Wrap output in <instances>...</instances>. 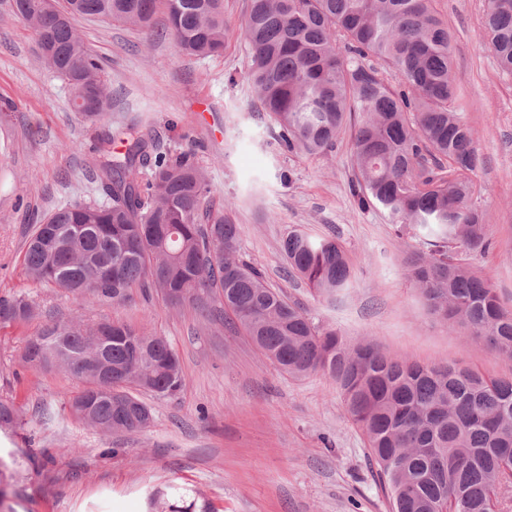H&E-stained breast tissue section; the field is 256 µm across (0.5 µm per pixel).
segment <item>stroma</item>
Segmentation results:
<instances>
[{"label": "stroma", "mask_w": 512, "mask_h": 512, "mask_svg": "<svg viewBox=\"0 0 512 512\" xmlns=\"http://www.w3.org/2000/svg\"><path fill=\"white\" fill-rule=\"evenodd\" d=\"M0 0V294L26 293L36 305L21 328L0 329V398L13 399L22 424L0 432V454L25 462L9 480L14 512H147L149 492L171 485L198 491L215 512H391L335 382L317 373L294 379L224 320L222 303L205 319L156 292L133 289L120 306L78 300L29 280L22 265L36 220L55 207L98 198L88 178L103 130L72 111L67 83L44 68L32 31ZM247 0H224L234 30L222 53L180 54L167 40L144 49L139 32L81 21L112 95L111 125L140 119L173 153L194 151L215 199L230 203L241 254L267 283L298 302L315 325L352 342L423 365L456 364L494 375L512 360L436 319L408 278L416 240L397 238L384 213L359 208L349 132L326 155L288 152L245 79L238 29ZM454 34L453 74L479 166L471 203L490 216L494 247L470 267L512 307V75L486 44V0H434ZM337 237L352 268L350 288L326 301L288 274L281 241L292 228ZM121 320L166 337L177 351L182 387L145 394L152 425L104 435L70 413L81 388L69 374L23 365L28 334L58 321Z\"/></svg>", "instance_id": "stroma-1"}]
</instances>
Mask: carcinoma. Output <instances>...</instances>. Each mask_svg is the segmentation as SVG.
Wrapping results in <instances>:
<instances>
[{
    "instance_id": "cac0c4a2",
    "label": "carcinoma",
    "mask_w": 512,
    "mask_h": 512,
    "mask_svg": "<svg viewBox=\"0 0 512 512\" xmlns=\"http://www.w3.org/2000/svg\"><path fill=\"white\" fill-rule=\"evenodd\" d=\"M41 49L43 64L69 87L82 121L108 120L110 93L99 59L77 27L99 18L139 29L145 42L170 39L178 52L206 58L231 30L224 0H10ZM485 37L512 74V8L489 3ZM242 33L249 82L290 153L321 155L353 128L352 190L362 208L381 209L397 237L419 240L408 276L432 314L512 359V310L465 257L489 249V217L470 203L478 156L459 112L453 35L434 0H248ZM399 86H394L393 82ZM124 151L93 165L104 200L65 204L34 225L23 264L28 278L63 292L122 304L134 288L153 289L173 307L201 311L224 303L256 348L293 378L323 373L336 382L349 420L363 433L393 512H497L512 488V375L421 365L353 344L315 325L298 303L269 287L240 254L230 207L209 200L207 173L192 151L164 150L131 121L103 142ZM91 231L38 247L52 228ZM281 251L289 273L319 297L348 288L352 271L335 237L292 229ZM32 302L0 295V328L28 323ZM97 326L55 323L25 340L20 359L64 369L82 383L74 417L99 432L138 433L153 420L139 397L182 387L171 343L114 321L107 343L115 381L104 384L89 357ZM21 425L12 401L0 418ZM152 512H191L150 498Z\"/></svg>"
}]
</instances>
